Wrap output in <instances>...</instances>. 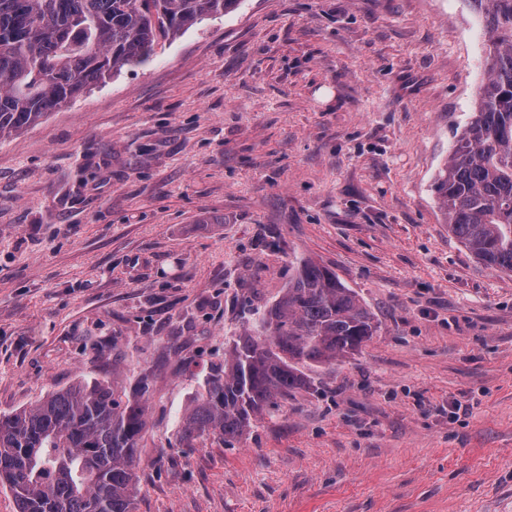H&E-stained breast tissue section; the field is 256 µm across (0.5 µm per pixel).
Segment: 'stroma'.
I'll return each mask as SVG.
<instances>
[{"label":"stroma","instance_id":"1","mask_svg":"<svg viewBox=\"0 0 512 512\" xmlns=\"http://www.w3.org/2000/svg\"><path fill=\"white\" fill-rule=\"evenodd\" d=\"M489 46L470 0H241L0 138V414L148 376L136 512H512V273L435 193ZM295 255L375 335L179 447Z\"/></svg>","mask_w":512,"mask_h":512}]
</instances>
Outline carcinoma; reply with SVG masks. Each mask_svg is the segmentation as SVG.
Masks as SVG:
<instances>
[{"label":"carcinoma","mask_w":512,"mask_h":512,"mask_svg":"<svg viewBox=\"0 0 512 512\" xmlns=\"http://www.w3.org/2000/svg\"><path fill=\"white\" fill-rule=\"evenodd\" d=\"M240 0H0V137L38 125L90 86L142 64ZM491 33L490 78L435 191L448 228L484 264L512 272V0H471ZM282 296L210 366L178 442L239 440L253 421L313 386L304 369L359 351L372 313L336 273L296 257ZM148 380L133 396L82 379L0 415V487L17 512H135V461Z\"/></svg>","instance_id":"obj_1"}]
</instances>
